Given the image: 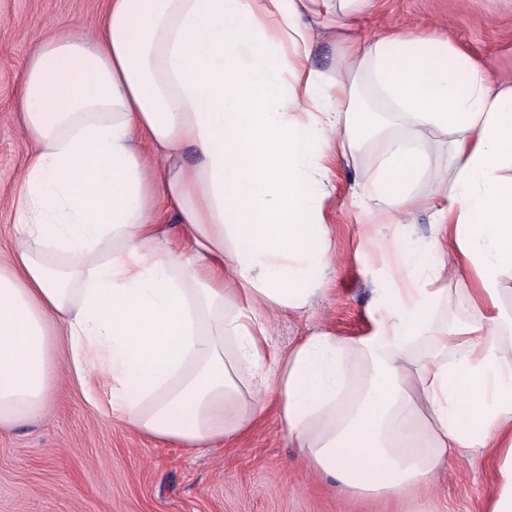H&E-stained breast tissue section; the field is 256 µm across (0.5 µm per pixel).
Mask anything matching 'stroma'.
<instances>
[{
  "instance_id": "obj_1",
  "label": "stroma",
  "mask_w": 512,
  "mask_h": 512,
  "mask_svg": "<svg viewBox=\"0 0 512 512\" xmlns=\"http://www.w3.org/2000/svg\"><path fill=\"white\" fill-rule=\"evenodd\" d=\"M105 8L106 0H0L1 254L13 245L10 198L34 148L18 119L26 60L45 35L90 31ZM302 23L312 64L332 72L337 39L316 16L304 15ZM400 30L447 36L483 63L491 85L512 86V0H377L357 34L369 40ZM375 148L365 139L336 161L328 281L302 318L278 320L279 348L319 326L340 337L366 335L383 313L387 289L401 282L379 246L431 243L433 212L393 224L367 211L360 187L374 174L366 156ZM492 484L489 464L460 456L415 498L348 496L308 467L275 406L235 441L199 451L142 436L93 409L63 371L43 419L0 431V512H484Z\"/></svg>"
}]
</instances>
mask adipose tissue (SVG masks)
Returning <instances> with one entry per match:
<instances>
[{
    "instance_id": "adipose-tissue-1",
    "label": "adipose tissue",
    "mask_w": 512,
    "mask_h": 512,
    "mask_svg": "<svg viewBox=\"0 0 512 512\" xmlns=\"http://www.w3.org/2000/svg\"><path fill=\"white\" fill-rule=\"evenodd\" d=\"M371 4L107 0L93 33L40 40L19 114L35 149L0 258V428L45 415L62 369L91 407L188 448L231 442L272 394L346 494L417 495L467 454L494 462L488 512H512V86L411 32L342 41L335 77L313 68L300 18L342 27ZM361 80L378 111L359 110ZM369 133L371 210L436 215L429 249L388 245L419 285L392 289L366 335L274 348L272 319L303 314L329 266L328 165ZM442 136L451 170L412 194ZM453 265L479 315L450 330L417 312L451 304Z\"/></svg>"
}]
</instances>
